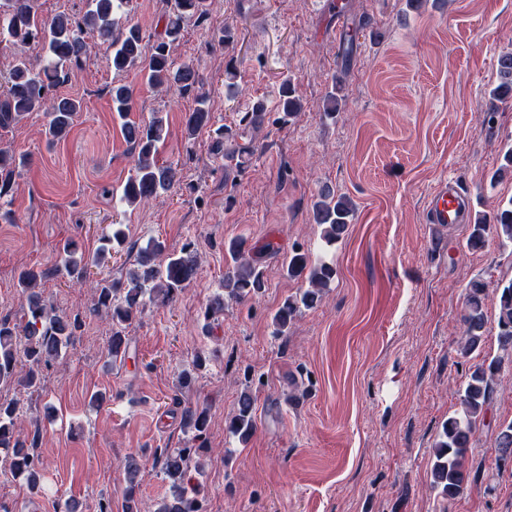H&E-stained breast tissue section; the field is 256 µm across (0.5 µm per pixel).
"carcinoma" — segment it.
Segmentation results:
<instances>
[{
    "instance_id": "cac0c4a2",
    "label": "carcinoma",
    "mask_w": 512,
    "mask_h": 512,
    "mask_svg": "<svg viewBox=\"0 0 512 512\" xmlns=\"http://www.w3.org/2000/svg\"><path fill=\"white\" fill-rule=\"evenodd\" d=\"M39 0H0V36L17 49L16 62L9 72L6 85L0 88V127L17 123L30 112H44L49 117V134L65 135L80 109V101L55 95L61 74L71 66L79 65L91 52L85 34L91 32L112 48L109 62L112 70L123 72L137 67L153 88L177 89L188 92L200 83L199 74L189 64L175 65L170 57V46L181 35L184 24L201 20L208 15L207 0H171L165 14L164 31L146 49L142 30L137 24L120 27L114 14L129 0H90L87 11L80 17L60 13L44 18L39 13ZM34 43L47 46L50 64L35 69L25 56L26 48ZM501 82L495 99L512 94V53L498 61ZM341 88L329 92L323 102L325 115L333 117L340 111L344 96ZM112 111L122 121L127 140L138 149L135 175L124 186L122 200L128 204L149 200L168 191L176 181V169L157 162L158 146L165 140L167 129L164 116L152 113L144 124L128 121L132 109L133 90L125 85L112 86ZM301 109L291 83L282 87L279 120L286 122ZM267 108L262 102L242 113L236 121L213 130L210 151L217 157L237 162L244 168L253 154L256 134L267 121ZM212 116L206 95L200 93L196 107L185 121L186 137L192 139L204 128L212 127ZM26 164V157L15 156L0 149V195L7 192L17 166ZM354 217V206L349 197L325 188L313 204V219L321 227V237L334 243L347 229ZM494 231L503 242L512 243V201L490 214H482L472 224L468 245L473 249L484 246L485 235ZM104 244L95 254L83 251L71 240L62 248L67 273L80 281L90 279L89 269L123 248L122 230H112L103 236ZM165 247L157 239H150L138 252V268L130 271L125 282L101 278L92 281L96 301L95 315H106L112 321V336L108 349L114 356L129 349L126 329L145 305L146 300L172 302L193 279L198 266L196 251L186 246L180 254L163 256ZM228 261L224 272V297L215 299L208 307L207 316L224 311L225 300L241 302L255 296L265 287L260 266V253L247 246L243 238H232L224 244ZM287 274L303 277L307 287L284 299L273 316L278 335L288 333L289 325L313 308L329 288L334 269L314 262L305 252L296 250L289 257ZM43 273L33 268L23 271L19 286L27 294V311L23 321L12 323L0 319V382H15L30 389L39 382L41 366L59 360L73 336V324L45 303L34 291ZM486 287L481 282L470 284L461 317L463 336L461 352L475 350L484 335ZM497 304L498 339L501 349L512 352V281L495 289ZM502 360L475 364L468 369L460 394L461 412L448 417L442 424L439 439L434 444L432 486L450 501L468 493L481 481V471L468 467V452L474 432L485 423L492 401L494 384ZM255 399L250 389L243 390L235 411L226 418L225 427L241 442H247L255 431ZM209 424L208 412L199 406H189L183 415L186 430L202 437ZM497 463L512 461V423L499 428L495 437ZM10 459V472L23 478L30 492L40 489V470L33 445L22 435L17 405L13 401L0 402V454ZM189 448H176L163 453L162 472L168 482V494L158 503L154 512H202L200 483L190 484L188 477ZM128 487L125 492V512H141L136 498L139 463L130 458L125 464Z\"/></svg>"
}]
</instances>
